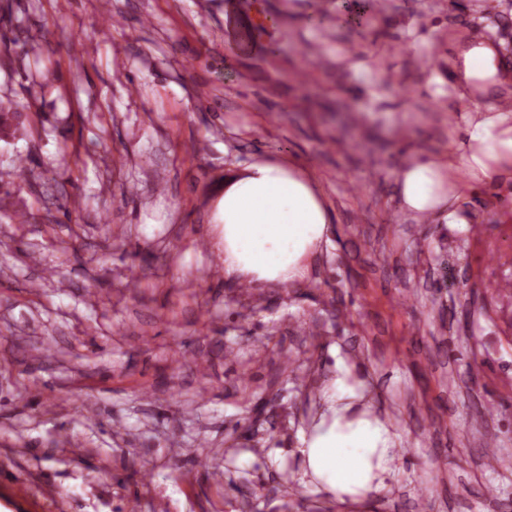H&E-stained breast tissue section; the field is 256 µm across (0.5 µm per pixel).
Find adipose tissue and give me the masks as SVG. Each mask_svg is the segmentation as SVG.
Returning <instances> with one entry per match:
<instances>
[{"mask_svg":"<svg viewBox=\"0 0 512 512\" xmlns=\"http://www.w3.org/2000/svg\"><path fill=\"white\" fill-rule=\"evenodd\" d=\"M496 74L492 49L475 44L463 53L459 77L466 85L494 84ZM458 167L475 182L494 175L512 179V120L475 112L467 144L449 151L447 163L414 160L398 168L394 176L403 207L456 223L461 191L450 174ZM218 218L224 276L236 282L304 279L311 256L328 241L325 203L308 177L291 165L260 161L226 172ZM334 368L319 411L297 434L299 483L355 502L384 489L396 440L365 406L354 366L339 357Z\"/></svg>","mask_w":512,"mask_h":512,"instance_id":"obj_1","label":"adipose tissue"}]
</instances>
